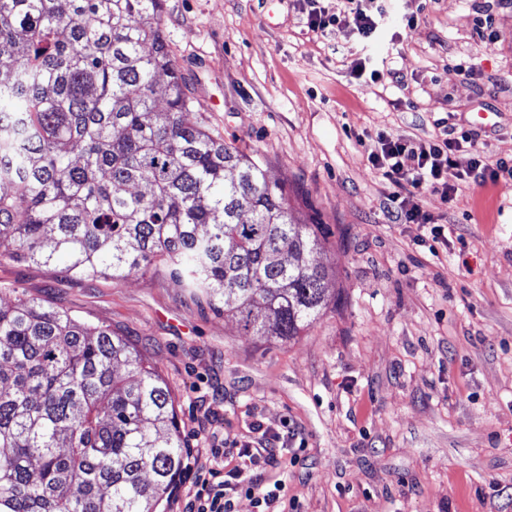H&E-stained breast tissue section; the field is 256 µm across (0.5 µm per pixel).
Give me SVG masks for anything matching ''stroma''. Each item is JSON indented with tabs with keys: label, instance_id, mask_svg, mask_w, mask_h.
Segmentation results:
<instances>
[{
	"label": "stroma",
	"instance_id": "obj_1",
	"mask_svg": "<svg viewBox=\"0 0 512 512\" xmlns=\"http://www.w3.org/2000/svg\"><path fill=\"white\" fill-rule=\"evenodd\" d=\"M371 42L391 76L351 72L356 38L313 32L304 0H164L163 36L203 123L254 151L296 215L319 225L330 302L285 343L246 335L164 274L74 278L0 261V298H36L128 338L165 378L189 450L159 512L222 466L215 449L291 420L303 449L269 470L299 512H512V180L423 209L431 254L392 224L378 133L430 140L447 118L488 161L512 158V0H393ZM490 19L496 43L475 25ZM468 63L471 78L456 70Z\"/></svg>",
	"mask_w": 512,
	"mask_h": 512
}]
</instances>
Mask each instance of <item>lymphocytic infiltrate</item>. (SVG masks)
<instances>
[{
    "label": "lymphocytic infiltrate",
    "instance_id": "obj_1",
    "mask_svg": "<svg viewBox=\"0 0 512 512\" xmlns=\"http://www.w3.org/2000/svg\"><path fill=\"white\" fill-rule=\"evenodd\" d=\"M342 2V8L334 10L322 6L320 0H305L309 28L322 31L343 25L360 38L368 39L390 16L386 0ZM469 141L468 135L452 138L444 130L424 144L377 135L368 160L391 185L386 203L390 223L428 225L433 242L447 243V225L434 223L421 208L424 195L435 193L448 201L462 182L484 185L503 177L512 179L511 161L500 159L490 165L475 154L467 162H460L457 154L464 151ZM282 427L283 434L265 432L257 441L240 445L233 462L212 471L210 478L193 490L184 512H233V498L237 495L249 498L257 512H288L285 482L265 476L267 470L285 465L286 442L299 436L290 420H283Z\"/></svg>",
    "mask_w": 512,
    "mask_h": 512
}]
</instances>
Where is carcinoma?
Returning a JSON list of instances; mask_svg holds the SVG:
<instances>
[{
    "label": "carcinoma",
    "instance_id": "obj_1",
    "mask_svg": "<svg viewBox=\"0 0 512 512\" xmlns=\"http://www.w3.org/2000/svg\"><path fill=\"white\" fill-rule=\"evenodd\" d=\"M162 24V0H0V257L161 270L288 341L328 306L319 225L199 121ZM186 452L168 385L120 334L0 300V512H157Z\"/></svg>",
    "mask_w": 512,
    "mask_h": 512
}]
</instances>
